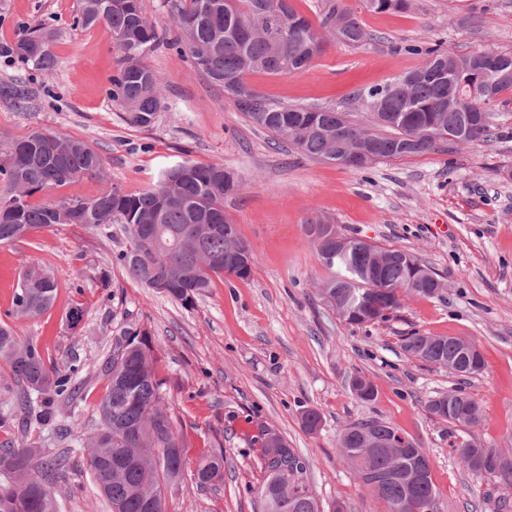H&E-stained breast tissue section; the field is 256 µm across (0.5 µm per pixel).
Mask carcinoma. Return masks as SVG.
<instances>
[{
  "mask_svg": "<svg viewBox=\"0 0 512 512\" xmlns=\"http://www.w3.org/2000/svg\"><path fill=\"white\" fill-rule=\"evenodd\" d=\"M369 11H405L410 0H361ZM171 26L159 29L144 14L142 0H80L85 27L104 25L112 32L120 54L112 78V99L127 111L129 123L148 127L165 108L159 75L147 54L165 44L201 71L234 102L255 127L289 141L307 157L328 161L336 156L334 107H298L274 103L252 88L247 75L262 71L286 75L308 68L323 53L327 39L358 47L370 40L357 12L342 0H324L320 28L298 14L288 0H167ZM280 18L288 39L274 43L267 18ZM54 32L30 29L4 52L17 55L43 71L55 67L50 45ZM426 62L380 87L359 90L353 97L354 121L343 113L345 146L367 149L372 162L427 153L456 152L464 147L503 139L509 133L495 123L494 107L506 106L512 93V52L478 51L455 55L435 43L424 49ZM33 92L23 84H0V98L24 103ZM433 127L453 138L443 148L420 135ZM103 173L101 156L84 141L59 132L33 130L10 143L0 156V246L13 245L39 229L66 224H90L107 234L121 224L129 249L116 260L132 279L182 305H193L214 278H247L254 254L237 228L224 217V195L237 189L224 163L182 160L164 169L148 189L131 194L111 186L91 198L63 196L31 202L39 192L64 187L82 177ZM320 262L332 275L318 288L321 299L349 325L384 320L408 296L438 298L445 283L412 253L366 245L336 233L335 226L315 220L308 225ZM57 282L39 261L20 274L8 315L35 319L49 312L57 299ZM404 350L416 360L441 366L461 376L481 372L484 359L472 342L456 336L414 333ZM158 356L151 336L132 324L119 328L112 356L100 368L107 393L97 406L98 425L82 447L93 482L111 512H145L151 496L166 512V497L191 475L199 487L224 479V450L215 448L190 462L157 371ZM0 368L8 369L21 387L26 410L25 429L15 431L10 413L0 414V431L11 436L0 446V512H60L55 491L66 459L45 453L42 431L54 427L67 438L75 420L71 408L80 399L74 377L78 366L60 367L45 358L35 339L18 336L0 322ZM352 393L362 401L375 396L372 382L356 375ZM427 413L457 427L479 421L477 403L462 390L426 403ZM398 430L386 422L368 420L346 426L338 440L339 453L359 480L386 504L387 512H405L414 503L421 512H436L432 476L415 478L411 456L397 448H378ZM259 487L264 512H321L305 481L306 463L288 440L269 427L260 428ZM494 452L471 442L455 449L469 472L495 475L512 486V464L482 470L470 458Z\"/></svg>",
  "mask_w": 512,
  "mask_h": 512,
  "instance_id": "1",
  "label": "carcinoma"
}]
</instances>
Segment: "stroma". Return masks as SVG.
<instances>
[{
  "instance_id": "35a3bbf8",
  "label": "stroma",
  "mask_w": 512,
  "mask_h": 512,
  "mask_svg": "<svg viewBox=\"0 0 512 512\" xmlns=\"http://www.w3.org/2000/svg\"><path fill=\"white\" fill-rule=\"evenodd\" d=\"M356 10L373 41L353 49L329 42L305 71L248 74L264 96L323 107L350 101L420 66L417 47L438 42L451 53L512 51V0H411L404 12ZM79 0H0V45L36 26L55 30L56 67L36 69L0 55V83L22 80L36 93L30 109L0 99V142L49 130L82 140L102 157L107 179L62 187L92 197L104 183L136 193L175 162L223 161L239 181L224 198V214L254 253L247 279H214L192 307L154 293L115 262L128 239L121 225L105 236L84 224L31 234L0 247V320L12 307L18 276L41 261L58 283L54 307L36 320L16 319L18 335L35 337L58 364L78 362L83 400L71 437L42 436L67 460L60 512H109L82 455L81 440L97 426L95 408L107 391L95 370L109 356L116 327L128 321L148 331L158 370L190 459L205 448L224 451V481L202 488L184 482L166 499L167 512H262L264 479L259 429L281 432L307 464V482L323 512H385L346 466L337 442L344 426L378 419L425 448L436 486L437 512H500L512 486L475 475L454 453L469 441L512 457V138L477 143L453 154L430 153L350 169L302 155L254 127L221 87L157 46L147 55L163 81L166 107L147 127L130 124L112 98L120 55L109 29L83 27ZM330 219L339 234L416 255L442 276L439 299L412 298L383 321L343 322L317 295L326 275L306 232L308 219ZM83 304L78 327L66 319ZM474 342L484 368L462 377L409 357L413 333ZM361 373L374 400L352 394ZM455 389L478 403L472 427L430 417L428 400ZM322 417L305 431L303 410Z\"/></svg>"
}]
</instances>
